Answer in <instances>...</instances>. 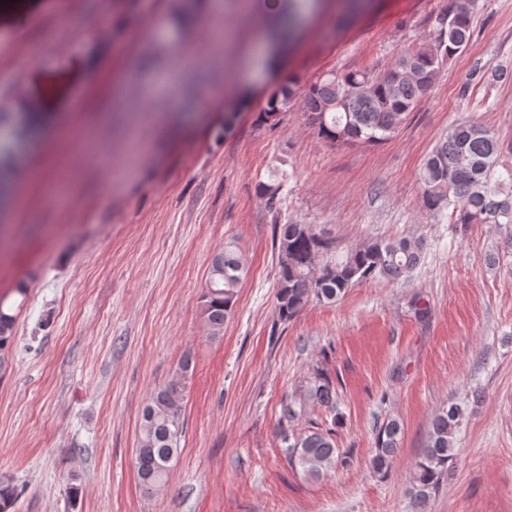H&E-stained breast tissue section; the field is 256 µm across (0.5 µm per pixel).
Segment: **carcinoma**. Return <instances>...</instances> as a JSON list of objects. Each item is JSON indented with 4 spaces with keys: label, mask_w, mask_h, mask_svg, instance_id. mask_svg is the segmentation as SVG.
<instances>
[{
    "label": "carcinoma",
    "mask_w": 512,
    "mask_h": 512,
    "mask_svg": "<svg viewBox=\"0 0 512 512\" xmlns=\"http://www.w3.org/2000/svg\"><path fill=\"white\" fill-rule=\"evenodd\" d=\"M476 10V0H448L436 17L429 41L400 55L381 73L332 72L310 84L304 95V111L317 134L331 142L350 145L377 144L393 137L408 119L419 99L435 84L448 60L467 47ZM294 98L285 84L271 100L270 121L290 108ZM512 142H504L476 122L448 128L429 153L420 173L423 204L434 217L447 216L454 224H492L506 231L505 248L512 250ZM283 182L258 185L260 195L275 207ZM273 243L278 253L276 308L279 321L292 320L311 301L332 303L358 283L385 279H408L424 258L420 238L372 239L336 258V243L314 224L289 222L275 225ZM246 274L243 258L229 246L214 254L206 287L201 295L202 314L213 338L224 334V323L233 312ZM14 317L0 303V372L5 369L4 351L13 339ZM192 367L191 356L183 358L179 377L158 388L144 407L139 425L135 470L147 492L165 484L177 458L182 395L180 377ZM336 411V388L321 370L299 394L283 401L280 431L288 443L290 464L310 476L320 475L336 459L340 449L329 431H312L289 441L285 426L302 417L311 406ZM466 409L459 403L436 412L421 460L413 478L414 507L434 495L448 474L455 456L456 433ZM402 427L392 419L377 432L374 472L388 474L401 439ZM15 487L0 482V512H14Z\"/></svg>",
    "instance_id": "carcinoma-1"
}]
</instances>
